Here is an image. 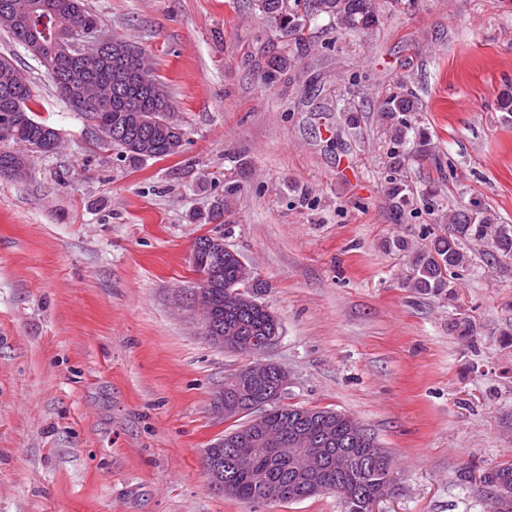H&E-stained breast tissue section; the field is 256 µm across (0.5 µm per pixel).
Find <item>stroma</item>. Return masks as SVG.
<instances>
[{
    "label": "stroma",
    "mask_w": 512,
    "mask_h": 512,
    "mask_svg": "<svg viewBox=\"0 0 512 512\" xmlns=\"http://www.w3.org/2000/svg\"><path fill=\"white\" fill-rule=\"evenodd\" d=\"M86 2L146 53L187 141L140 161L101 146L0 40L60 136L24 179L0 177V512H350L333 493L245 503L210 488L202 457L229 427L214 398L250 362L207 341L189 302L210 234L269 284L281 329L264 358L288 372L283 403L349 415L391 455L399 484L375 512H489L481 477L512 463V267L476 258L448 301L403 287L382 244L421 242L443 207L512 224V116L497 109L512 0H375L373 33L323 19L286 43L251 0ZM282 51L291 66L266 79ZM402 87L436 144L409 161L404 215L376 112Z\"/></svg>",
    "instance_id": "stroma-1"
}]
</instances>
